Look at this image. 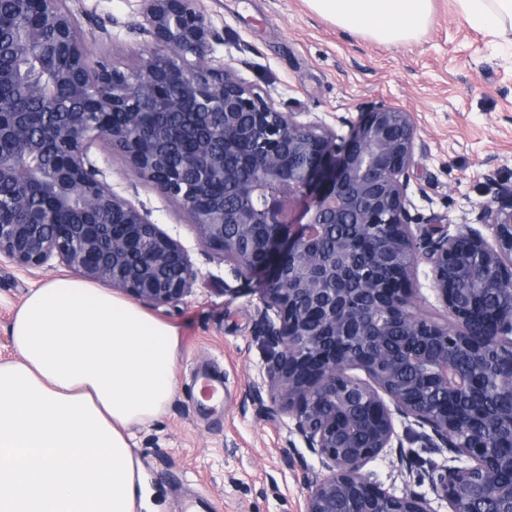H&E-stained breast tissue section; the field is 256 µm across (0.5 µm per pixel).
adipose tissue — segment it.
<instances>
[{
  "label": "adipose tissue",
  "instance_id": "ef3b65f1",
  "mask_svg": "<svg viewBox=\"0 0 512 512\" xmlns=\"http://www.w3.org/2000/svg\"><path fill=\"white\" fill-rule=\"evenodd\" d=\"M337 27L400 45L428 27L433 0H307ZM473 26L512 31V0H457ZM0 364V512H135L149 498L131 425L159 415L178 380L177 329L76 278L33 290Z\"/></svg>",
  "mask_w": 512,
  "mask_h": 512
}]
</instances>
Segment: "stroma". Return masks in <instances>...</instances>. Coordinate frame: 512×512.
Returning a JSON list of instances; mask_svg holds the SVG:
<instances>
[{
  "instance_id": "35a3bbf8",
  "label": "stroma",
  "mask_w": 512,
  "mask_h": 512,
  "mask_svg": "<svg viewBox=\"0 0 512 512\" xmlns=\"http://www.w3.org/2000/svg\"><path fill=\"white\" fill-rule=\"evenodd\" d=\"M68 6L91 59L105 56L127 71L152 50L142 0ZM198 7L220 36L209 58L300 122L332 127L376 102L410 112L425 145L410 188L418 222L474 223L479 205L494 196L487 174L512 181V45L468 24L456 0H433L425 33L399 46L340 29L306 0H198ZM89 156L115 193L180 242L196 273L182 300L143 305L180 335L174 397L132 429L156 512H303L305 479L319 461L292 433L287 408L251 398L269 384L270 350L254 329L262 280L236 279L231 263L201 243L191 216L137 177L121 151L96 143ZM72 274L55 260L28 271L0 257V362L16 357L10 325L30 292ZM204 371L223 377L219 401L198 398ZM405 450L408 468L381 456L369 471L395 494L429 496L426 473L448 452L415 444Z\"/></svg>"
}]
</instances>
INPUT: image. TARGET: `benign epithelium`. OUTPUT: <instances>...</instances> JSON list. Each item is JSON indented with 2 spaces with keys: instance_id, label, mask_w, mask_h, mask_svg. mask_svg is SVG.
Masks as SVG:
<instances>
[{
  "instance_id": "7a95c632",
  "label": "benign epithelium",
  "mask_w": 512,
  "mask_h": 512,
  "mask_svg": "<svg viewBox=\"0 0 512 512\" xmlns=\"http://www.w3.org/2000/svg\"><path fill=\"white\" fill-rule=\"evenodd\" d=\"M157 45L124 72L86 53L67 0H0L17 16L0 29L16 56L0 85L25 84L37 111L0 96V256L29 270L56 257L83 277L155 305L191 292L183 247L99 178L95 142L121 150L133 172L193 218L203 244L236 278L264 277L257 338L272 398L317 456L304 512H432L365 467L407 464L404 441L446 448L426 474L448 512H512V183L494 181L476 224L412 227L411 170L422 152L411 113L375 103L340 135L275 110L224 68L204 62L215 32L197 0H143ZM195 57L189 61L188 57ZM121 113L122 120L112 121ZM235 197H212L216 182ZM125 223H114L116 214ZM330 224H353L325 252ZM451 320L417 310L419 266ZM386 266L391 275L381 277ZM365 371L368 379L350 374ZM489 379L507 396L480 405ZM405 422V435L397 421Z\"/></svg>"
}]
</instances>
